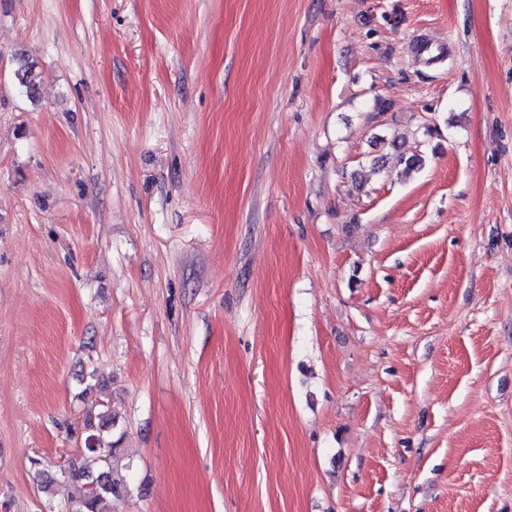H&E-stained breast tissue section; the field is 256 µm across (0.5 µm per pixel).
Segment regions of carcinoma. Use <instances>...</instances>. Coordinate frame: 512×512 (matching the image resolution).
<instances>
[{
    "mask_svg": "<svg viewBox=\"0 0 512 512\" xmlns=\"http://www.w3.org/2000/svg\"><path fill=\"white\" fill-rule=\"evenodd\" d=\"M19 89L29 99L37 98L41 83V73L24 60H19L13 72ZM392 147L400 151L399 162L404 164L401 175L407 177L417 171L422 164V157L417 151L407 152L403 145L392 142ZM115 423L111 409L104 410L96 418L88 417L83 421V452L87 457L101 463L94 471L85 461L69 460L67 478L84 485L96 483L99 491L85 492L78 498H71L64 503L63 512H112V501L127 494V489L112 479V458L117 451L110 432Z\"/></svg>",
    "mask_w": 512,
    "mask_h": 512,
    "instance_id": "obj_1",
    "label": "carcinoma"
}]
</instances>
